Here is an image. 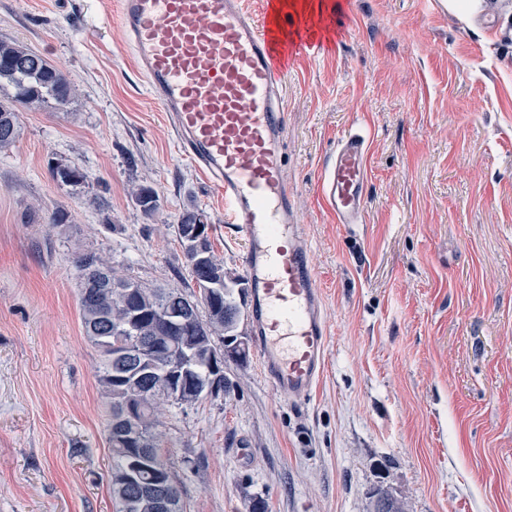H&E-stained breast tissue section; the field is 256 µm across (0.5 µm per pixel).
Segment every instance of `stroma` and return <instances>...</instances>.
I'll return each mask as SVG.
<instances>
[{"label":"stroma","instance_id":"obj_1","mask_svg":"<svg viewBox=\"0 0 512 512\" xmlns=\"http://www.w3.org/2000/svg\"><path fill=\"white\" fill-rule=\"evenodd\" d=\"M349 33L283 88L285 177L330 342L319 384L288 400L256 356L227 396L166 404L161 453L184 512H512V0L463 19L439 0H321ZM0 37L74 82L24 111L0 153V512H116L110 403L82 326L75 257L197 291L172 234L204 211L226 271L245 241L177 147L127 49L116 0H0ZM369 142L361 223L318 186L341 137ZM79 166L57 185L52 160ZM158 195L153 216L132 192ZM108 210H100L98 199ZM68 224L48 229L57 210ZM51 174L59 184L64 186L77 187L87 181V175L83 170L59 161L51 166Z\"/></svg>","mask_w":512,"mask_h":512}]
</instances>
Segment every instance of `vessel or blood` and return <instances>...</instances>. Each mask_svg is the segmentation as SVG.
<instances>
[{
    "mask_svg": "<svg viewBox=\"0 0 512 512\" xmlns=\"http://www.w3.org/2000/svg\"><path fill=\"white\" fill-rule=\"evenodd\" d=\"M135 66L164 112L180 152L224 201L246 241L255 353L272 387L305 399L329 344L308 246L284 178L283 79L318 43L283 23L285 0H118ZM368 142L340 139L320 181L337 223H359Z\"/></svg>",
    "mask_w": 512,
    "mask_h": 512,
    "instance_id": "b4317fda",
    "label": "vessel or blood"
}]
</instances>
